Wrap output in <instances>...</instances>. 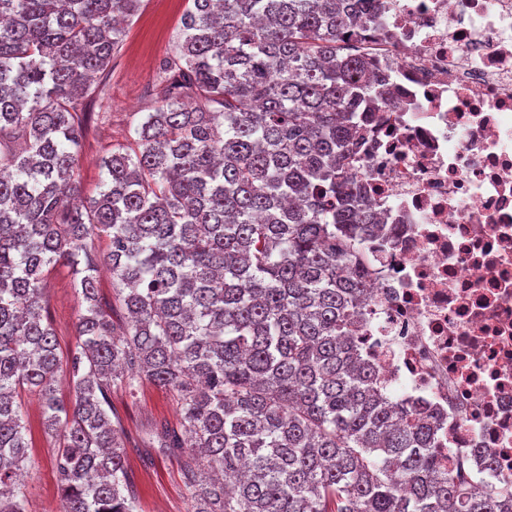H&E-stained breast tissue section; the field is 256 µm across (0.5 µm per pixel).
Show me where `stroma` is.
Returning <instances> with one entry per match:
<instances>
[{"mask_svg": "<svg viewBox=\"0 0 512 512\" xmlns=\"http://www.w3.org/2000/svg\"><path fill=\"white\" fill-rule=\"evenodd\" d=\"M189 0H142L138 13L124 28L122 43L109 73L102 75L103 90L88 103L87 138L79 158L78 176L85 195H96L104 177L100 163L112 148L132 141L133 130L156 104L161 62L171 55L179 36L180 19ZM44 300L56 330L60 357L74 346L76 324L84 304L72 286L67 268L45 274ZM27 419L30 462L24 478L29 512H59L53 442L44 432L41 409L27 392L18 396ZM112 406L128 432L150 420L178 423L179 409L159 386L143 383L136 397L112 395ZM128 472L137 512H189L190 492L173 457L129 448Z\"/></svg>", "mask_w": 512, "mask_h": 512, "instance_id": "1", "label": "stroma"}]
</instances>
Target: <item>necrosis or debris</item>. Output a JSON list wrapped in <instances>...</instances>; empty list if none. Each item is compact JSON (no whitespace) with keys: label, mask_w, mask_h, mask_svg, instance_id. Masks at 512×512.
<instances>
[{"label":"necrosis or debris","mask_w":512,"mask_h":512,"mask_svg":"<svg viewBox=\"0 0 512 512\" xmlns=\"http://www.w3.org/2000/svg\"><path fill=\"white\" fill-rule=\"evenodd\" d=\"M392 96L354 173L379 223L361 355L442 454L512 481V0H375ZM492 464H485V455Z\"/></svg>","instance_id":"1"}]
</instances>
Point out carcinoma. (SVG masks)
Returning a JSON list of instances; mask_svg holds the SVG:
<instances>
[{
  "instance_id": "cac0c4a2",
  "label": "carcinoma",
  "mask_w": 512,
  "mask_h": 512,
  "mask_svg": "<svg viewBox=\"0 0 512 512\" xmlns=\"http://www.w3.org/2000/svg\"><path fill=\"white\" fill-rule=\"evenodd\" d=\"M139 6L0 0V512H27L22 389L59 439L61 512H136L112 392L146 381L181 424L148 422L139 445L181 461L190 512H512V484L445 467L433 420L376 392L348 343L370 283L347 226L377 221L351 169L390 94L346 44L371 0H191L160 104L85 198L92 81ZM57 266L85 304L66 369Z\"/></svg>"
}]
</instances>
